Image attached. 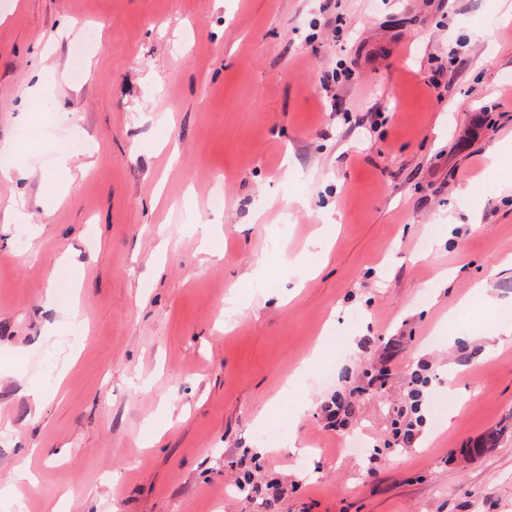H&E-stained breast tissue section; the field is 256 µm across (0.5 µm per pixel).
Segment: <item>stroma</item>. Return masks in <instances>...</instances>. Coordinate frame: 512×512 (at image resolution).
I'll return each instance as SVG.
<instances>
[{"instance_id":"1","label":"stroma","mask_w":512,"mask_h":512,"mask_svg":"<svg viewBox=\"0 0 512 512\" xmlns=\"http://www.w3.org/2000/svg\"><path fill=\"white\" fill-rule=\"evenodd\" d=\"M314 11L0 0V485L36 476L0 512H512V19L332 0L350 36L310 46ZM340 62L332 117L318 77ZM317 345L326 384L302 367ZM276 420L287 440L258 455Z\"/></svg>"}]
</instances>
